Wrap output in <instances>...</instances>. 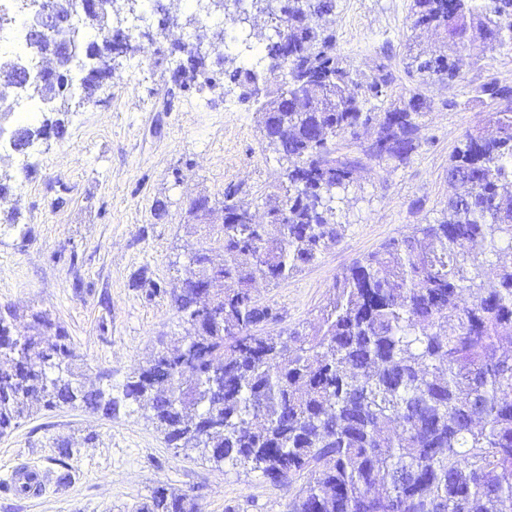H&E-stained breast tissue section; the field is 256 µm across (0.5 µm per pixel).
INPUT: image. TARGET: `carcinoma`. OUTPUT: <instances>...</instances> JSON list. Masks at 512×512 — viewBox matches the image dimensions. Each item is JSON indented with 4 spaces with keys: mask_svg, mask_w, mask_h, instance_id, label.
Listing matches in <instances>:
<instances>
[{
    "mask_svg": "<svg viewBox=\"0 0 512 512\" xmlns=\"http://www.w3.org/2000/svg\"><path fill=\"white\" fill-rule=\"evenodd\" d=\"M61 20L96 38L80 51L79 96L95 102L112 80L94 74L88 57L138 48L130 30L111 32L113 16L90 0H47ZM267 17L264 55L245 67L224 53V28L197 33L220 56L177 47L174 83L182 90L234 86L249 91L262 71L303 84L280 112L261 113L262 129L284 161V180L266 200L265 222H252L224 189V224L210 236L224 249V275L187 255L178 308L190 316L198 301L212 315L194 335L161 347L138 368L122 395L149 413L177 448H212L224 462L273 482L299 485L288 512H512V90L489 77L477 93L493 130L468 132L448 165L457 187L444 219L421 224L409 235L354 260L336 278L313 331L262 335L257 327L281 320L257 298L258 280H283L340 242L335 192L354 181L361 159L333 155L329 143L362 128H376L379 161L409 160L417 148L419 118L427 109L419 94L382 110L393 83L386 66L370 75L337 53L335 31L320 23L336 12V0H248ZM434 27L440 44L409 57L406 69L425 83L462 79L459 57L475 43L488 51L512 50V0H414L411 28ZM35 112L72 107L66 83H41ZM61 120L14 131L22 154L37 134L61 137ZM207 199L189 209L190 237ZM495 259L494 278L484 269ZM11 308L0 315V434L43 409L61 403L106 413L119 399L80 380L78 354L64 330L45 312L15 327ZM221 369L211 387L202 368ZM135 512H198L186 493L163 486Z\"/></svg>",
    "mask_w": 512,
    "mask_h": 512,
    "instance_id": "cac0c4a2",
    "label": "carcinoma"
}]
</instances>
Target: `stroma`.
Returning a JSON list of instances; mask_svg holds the SVG:
<instances>
[{"label": "stroma", "mask_w": 512, "mask_h": 512, "mask_svg": "<svg viewBox=\"0 0 512 512\" xmlns=\"http://www.w3.org/2000/svg\"><path fill=\"white\" fill-rule=\"evenodd\" d=\"M413 0H338L336 46L354 69L386 65L393 84L384 104L420 93L429 106L420 145L404 165L364 158L374 130L340 139L338 153L362 159L349 187L337 190L342 241L288 279L259 282L256 296L282 319L263 332L309 330L336 277L386 241L442 216L452 191L448 163L466 131L481 125L476 94L486 78L512 86V51L467 50L455 82L409 77L406 55L433 44L412 32ZM181 31L160 36L124 59L85 111L64 117L62 138H34L24 155L0 149L14 174L0 195V307L20 320L45 311L65 330L80 357L87 387L119 397L132 373L161 340L192 334L175 303L186 260L192 200L209 198L212 224L226 187L255 216L281 180L283 164L263 135L259 101L225 92H172L168 50ZM148 70L132 77L135 62ZM159 294H151V287ZM68 443V458L57 446ZM47 472L39 497L17 494L12 469ZM187 491L201 512H287L294 487L216 463L167 442L143 409L121 401L106 415L60 405L20 420L0 435V512H135L158 486Z\"/></svg>", "instance_id": "1"}]
</instances>
